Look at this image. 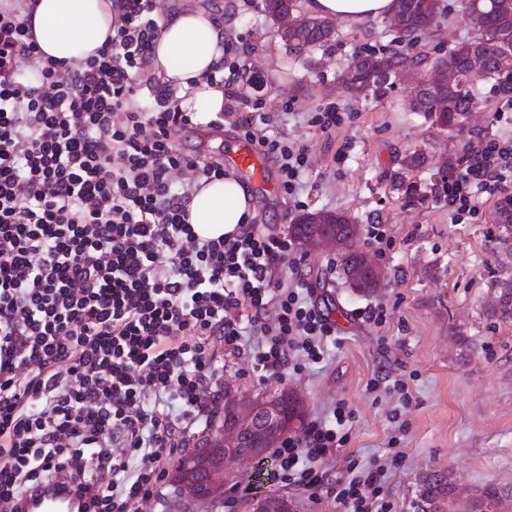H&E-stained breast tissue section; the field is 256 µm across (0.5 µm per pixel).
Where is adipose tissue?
<instances>
[{"instance_id":"ef3b65f1","label":"adipose tissue","mask_w":512,"mask_h":512,"mask_svg":"<svg viewBox=\"0 0 512 512\" xmlns=\"http://www.w3.org/2000/svg\"><path fill=\"white\" fill-rule=\"evenodd\" d=\"M33 36L41 51L76 62L94 54L112 28V0H34ZM312 15L361 21L391 15L395 0H309ZM152 64L185 90L184 109L209 117L224 108L223 87L209 83L224 66V24L207 8L186 7L161 21ZM189 221L204 238L227 235L252 216L248 191L225 177L202 186Z\"/></svg>"}]
</instances>
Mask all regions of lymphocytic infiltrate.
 <instances>
[{"mask_svg":"<svg viewBox=\"0 0 512 512\" xmlns=\"http://www.w3.org/2000/svg\"><path fill=\"white\" fill-rule=\"evenodd\" d=\"M32 5L0 0V512L69 488L85 512H137L208 419L223 354L249 351L283 376L323 361L334 327L310 297L288 237L255 223L198 236L188 205L224 161L180 149L197 126L151 67L153 0H113L97 55L65 64L33 38ZM236 127L277 163L286 194L305 149L266 115ZM193 181L175 185V171ZM512 189V139H471L448 202ZM344 405L271 453L268 479L346 512H392L378 469L330 478L320 463L349 422Z\"/></svg>","mask_w":512,"mask_h":512,"instance_id":"f902f5d3","label":"lymphocytic infiltrate"}]
</instances>
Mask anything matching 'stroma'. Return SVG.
<instances>
[{
	"label": "stroma",
	"mask_w": 512,
	"mask_h": 512,
	"mask_svg": "<svg viewBox=\"0 0 512 512\" xmlns=\"http://www.w3.org/2000/svg\"><path fill=\"white\" fill-rule=\"evenodd\" d=\"M198 2L229 25L226 66H246L263 85L259 92L252 81L241 86L242 104L265 112L276 134L307 149L297 194L250 189L256 223L284 236L303 213L345 212L360 226L357 247L386 268L376 292L360 298L344 283L337 253L296 249L315 282L313 302L336 328L326 361H297L278 379L255 371L248 354H228L219 390L256 397L290 389L305 400L311 418L346 404L353 420L323 468L341 477L350 465L376 462L393 512H412L416 478L427 470L451 472L465 492L496 484L501 512H512V321L490 315L497 282L512 279V237L495 222L497 198L481 196L476 210L458 218L428 196L444 161L462 154L469 138H512V110H503L491 83H478L479 109L450 132L410 111L414 77L376 100L353 98L339 84L357 53L437 54L477 40L479 30L457 0H443L444 16L432 36L401 39L381 17L339 20L333 41L299 59L274 37L262 0ZM332 102L345 117L326 136L309 119ZM417 149L427 162L409 177L427 199L413 205L393 180ZM377 225L386 242L372 239ZM375 306L384 310L379 324L361 316ZM241 471L240 484L261 485L265 497H287L294 512H343L330 500L268 483L256 463Z\"/></svg>",
	"instance_id": "1"
}]
</instances>
